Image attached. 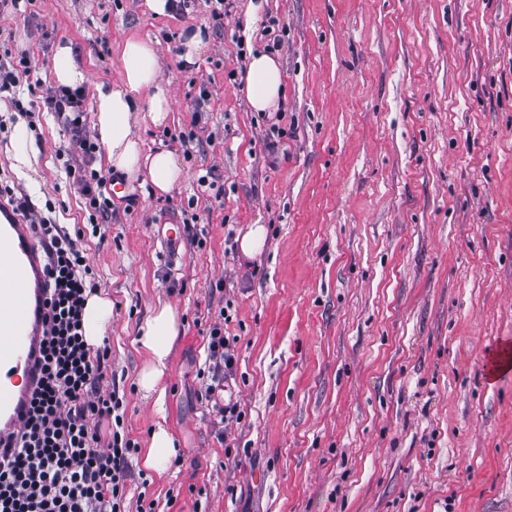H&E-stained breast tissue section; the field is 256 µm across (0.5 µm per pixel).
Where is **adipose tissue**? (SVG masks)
<instances>
[{
    "mask_svg": "<svg viewBox=\"0 0 512 512\" xmlns=\"http://www.w3.org/2000/svg\"><path fill=\"white\" fill-rule=\"evenodd\" d=\"M120 64L117 82H100L93 88V134L105 150L107 167L129 176L147 171L158 192H169L183 177L177 158L166 149L144 152L132 129L136 123L161 128L169 120L170 89L160 76L157 52L150 41L132 37L122 46ZM243 91L253 111H276L284 95L279 59L266 52L251 54ZM181 330L178 310L163 301L153 306L137 328L142 363L136 384L142 398L159 407L164 404V381ZM176 453V441L166 419H157L150 431L144 466L164 472Z\"/></svg>",
    "mask_w": 512,
    "mask_h": 512,
    "instance_id": "adipose-tissue-1",
    "label": "adipose tissue"
}]
</instances>
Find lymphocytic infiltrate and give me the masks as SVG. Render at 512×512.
Wrapping results in <instances>:
<instances>
[{"instance_id": "1", "label": "lymphocytic infiltrate", "mask_w": 512, "mask_h": 512, "mask_svg": "<svg viewBox=\"0 0 512 512\" xmlns=\"http://www.w3.org/2000/svg\"><path fill=\"white\" fill-rule=\"evenodd\" d=\"M80 90L46 89L43 106L61 115L71 151L92 162L97 150L87 129ZM16 211L30 220L47 255L41 376L13 447L0 452V512H131L126 467L137 450L125 432L120 399L103 392L109 345L92 346L83 336L87 298L95 292L81 232H69L35 210L22 192L0 187ZM205 398L225 426L240 423L238 404L214 403L226 372L236 363L235 344L223 322L207 336Z\"/></svg>"}]
</instances>
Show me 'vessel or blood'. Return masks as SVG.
<instances>
[{
  "label": "vessel or blood",
  "instance_id": "1",
  "mask_svg": "<svg viewBox=\"0 0 512 512\" xmlns=\"http://www.w3.org/2000/svg\"><path fill=\"white\" fill-rule=\"evenodd\" d=\"M46 282L33 228L0 209V438L17 432L35 372Z\"/></svg>",
  "mask_w": 512,
  "mask_h": 512
}]
</instances>
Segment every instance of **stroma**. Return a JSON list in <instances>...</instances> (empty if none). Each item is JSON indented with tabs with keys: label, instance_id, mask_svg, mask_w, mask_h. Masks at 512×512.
<instances>
[{
	"label": "stroma",
	"instance_id": "1",
	"mask_svg": "<svg viewBox=\"0 0 512 512\" xmlns=\"http://www.w3.org/2000/svg\"><path fill=\"white\" fill-rule=\"evenodd\" d=\"M248 4L218 21L213 0L164 17L144 0L0 14V51L27 53L42 87L59 45L88 93L118 80L139 37L172 90L168 125L134 132L145 151L175 152L181 182L161 194L113 174L127 195L96 226L52 115L33 121L28 175L0 134V180L82 229L112 299L107 377L138 448L131 494L153 512H512V372L488 381L481 361L512 343V0H262L241 46ZM268 25L282 41L275 113L240 90ZM196 27L207 45L189 61L182 34ZM207 174L223 195L199 185ZM171 215L184 232L174 264L157 240ZM252 224L268 229L263 251L226 250ZM160 298L183 325L165 379L180 452L161 475L142 464L156 414L135 344ZM223 308L237 357L223 396L245 413L229 430L199 376Z\"/></svg>",
	"mask_w": 512,
	"mask_h": 512
}]
</instances>
